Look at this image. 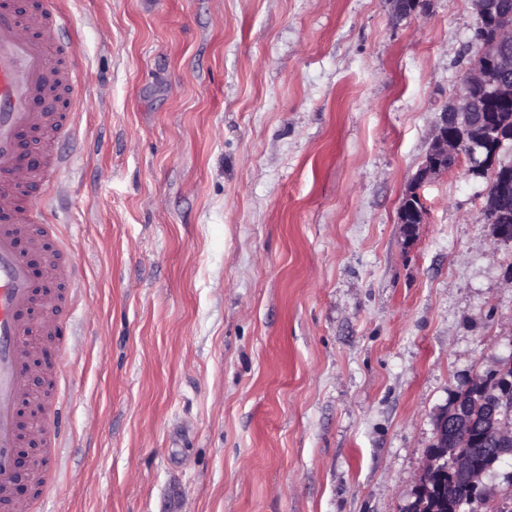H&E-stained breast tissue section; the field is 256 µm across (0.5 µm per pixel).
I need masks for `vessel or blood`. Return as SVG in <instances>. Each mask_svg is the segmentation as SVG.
<instances>
[{
	"label": "vessel or blood",
	"instance_id": "b4317fda",
	"mask_svg": "<svg viewBox=\"0 0 512 512\" xmlns=\"http://www.w3.org/2000/svg\"><path fill=\"white\" fill-rule=\"evenodd\" d=\"M64 13L50 0L18 16L9 4H0V495L8 496L18 480L20 448L19 407L34 395V382L42 374L33 362L32 309L42 302L41 328L55 334L56 317L71 308L50 292L52 279H73L71 267L52 263L45 273H35L29 253L44 249L42 238L28 235L31 224L44 223L47 201L20 195L22 182L56 187L69 161L65 154L49 150L41 163L17 177L19 153L26 139L37 131L53 132L55 138L72 136L66 109L38 105L46 86L65 87L69 99L81 91L82 74L77 65L55 67L53 57L66 49L59 31L66 29ZM68 413L65 400L46 407L39 426L45 447L61 444V423Z\"/></svg>",
	"mask_w": 512,
	"mask_h": 512
}]
</instances>
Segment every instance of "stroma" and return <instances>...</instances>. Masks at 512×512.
Masks as SVG:
<instances>
[{
	"instance_id": "35a3bbf8",
	"label": "stroma",
	"mask_w": 512,
	"mask_h": 512,
	"mask_svg": "<svg viewBox=\"0 0 512 512\" xmlns=\"http://www.w3.org/2000/svg\"><path fill=\"white\" fill-rule=\"evenodd\" d=\"M84 76L47 213L78 297L37 512H407L512 362V243L450 170L397 208L477 15L431 0H52Z\"/></svg>"
}]
</instances>
